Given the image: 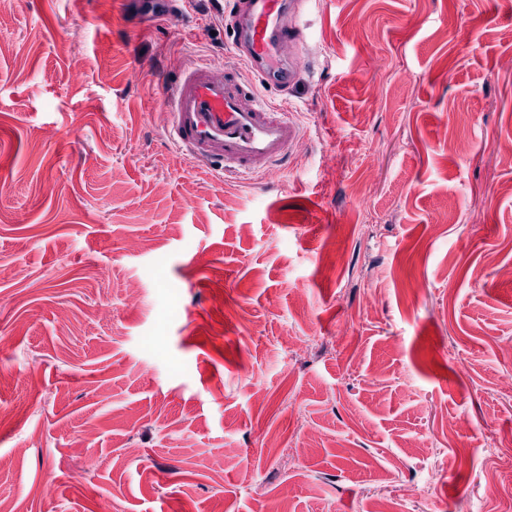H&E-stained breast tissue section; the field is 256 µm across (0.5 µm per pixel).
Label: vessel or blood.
Segmentation results:
<instances>
[{"instance_id": "vessel-or-blood-1", "label": "vessel or blood", "mask_w": 512, "mask_h": 512, "mask_svg": "<svg viewBox=\"0 0 512 512\" xmlns=\"http://www.w3.org/2000/svg\"><path fill=\"white\" fill-rule=\"evenodd\" d=\"M301 0H234L233 47L254 76L207 63L184 70L165 97L169 140L193 159L211 161L224 176L269 173L299 137L296 125L258 100V87L288 89L298 78L299 58L279 54L298 41Z\"/></svg>"}]
</instances>
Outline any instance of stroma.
Masks as SVG:
<instances>
[{"label":"stroma","mask_w":512,"mask_h":512,"mask_svg":"<svg viewBox=\"0 0 512 512\" xmlns=\"http://www.w3.org/2000/svg\"><path fill=\"white\" fill-rule=\"evenodd\" d=\"M300 24L259 91L300 137L235 179L164 129L187 64L245 67L210 0L0 8V512H512V0Z\"/></svg>","instance_id":"obj_1"}]
</instances>
